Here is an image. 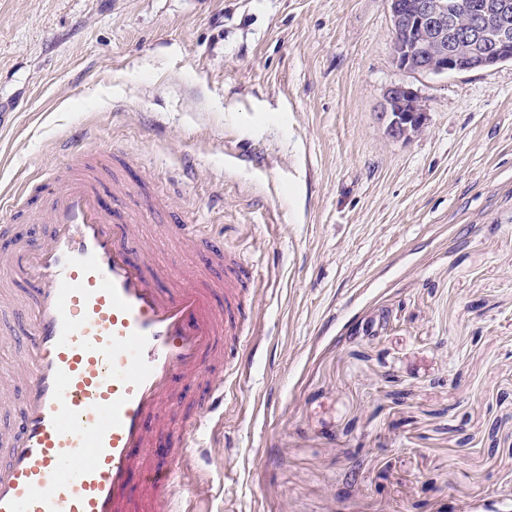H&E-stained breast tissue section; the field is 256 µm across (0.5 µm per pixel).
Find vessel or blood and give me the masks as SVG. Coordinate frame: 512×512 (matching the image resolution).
Here are the masks:
<instances>
[{
    "instance_id": "b4317fda",
    "label": "vessel or blood",
    "mask_w": 512,
    "mask_h": 512,
    "mask_svg": "<svg viewBox=\"0 0 512 512\" xmlns=\"http://www.w3.org/2000/svg\"><path fill=\"white\" fill-rule=\"evenodd\" d=\"M103 150L65 154L45 179L43 237L0 250V339L25 350L0 374L12 425L0 437V512H182L180 489L204 468L192 443L238 377L251 321L254 273L213 250L210 268L174 281V264L118 209L137 190L104 184ZM224 373L204 392L189 386L216 355Z\"/></svg>"
}]
</instances>
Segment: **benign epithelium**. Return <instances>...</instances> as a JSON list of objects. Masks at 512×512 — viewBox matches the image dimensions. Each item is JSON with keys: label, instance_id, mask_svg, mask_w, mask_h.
Instances as JSON below:
<instances>
[{"label": "benign epithelium", "instance_id": "obj_1", "mask_svg": "<svg viewBox=\"0 0 512 512\" xmlns=\"http://www.w3.org/2000/svg\"><path fill=\"white\" fill-rule=\"evenodd\" d=\"M392 30H409L410 42L397 41L398 65L417 75H442L463 69L464 56L480 52L481 65L512 59V31L502 17L468 0H388ZM388 137L408 139L422 131L424 106L403 85L388 88L382 112Z\"/></svg>", "mask_w": 512, "mask_h": 512}]
</instances>
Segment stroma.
<instances>
[{"label": "stroma", "mask_w": 512, "mask_h": 512, "mask_svg": "<svg viewBox=\"0 0 512 512\" xmlns=\"http://www.w3.org/2000/svg\"><path fill=\"white\" fill-rule=\"evenodd\" d=\"M67 143L151 173L179 275L182 214L256 274L190 512H512V62L403 71L386 0H0V198ZM424 112V106L411 88L403 84L391 86L386 91L382 112L387 136L395 140L409 139L421 132L425 124Z\"/></svg>", "instance_id": "obj_1"}]
</instances>
